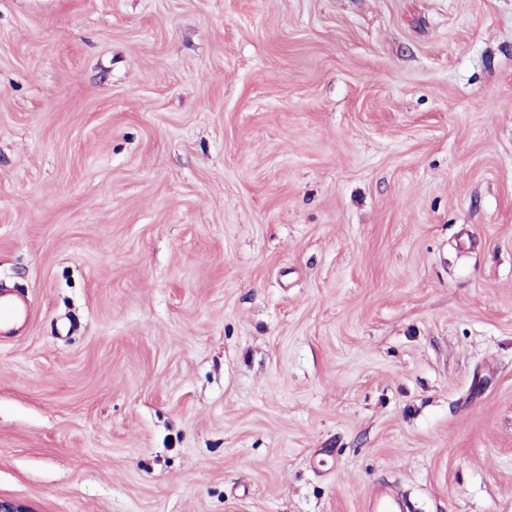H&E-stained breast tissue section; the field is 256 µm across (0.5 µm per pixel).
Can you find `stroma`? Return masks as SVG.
Listing matches in <instances>:
<instances>
[{"mask_svg": "<svg viewBox=\"0 0 512 512\" xmlns=\"http://www.w3.org/2000/svg\"><path fill=\"white\" fill-rule=\"evenodd\" d=\"M0 498L512 512V0H0ZM31 316L28 304L20 299L1 295L0 297V334L9 336L15 333L20 323H26Z\"/></svg>", "mask_w": 512, "mask_h": 512, "instance_id": "1", "label": "stroma"}]
</instances>
